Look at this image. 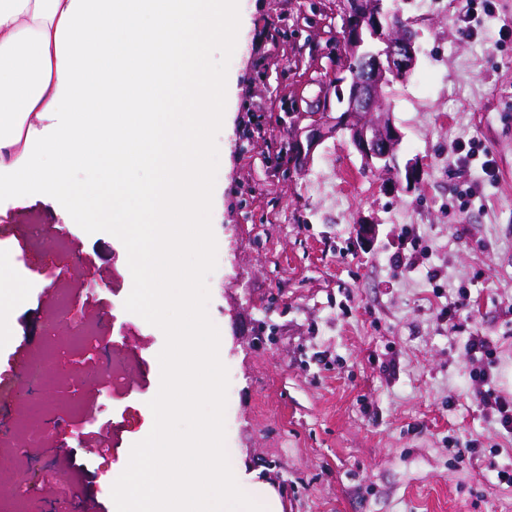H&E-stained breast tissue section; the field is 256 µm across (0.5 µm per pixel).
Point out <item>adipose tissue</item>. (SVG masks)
Masks as SVG:
<instances>
[{
  "label": "adipose tissue",
  "mask_w": 512,
  "mask_h": 512,
  "mask_svg": "<svg viewBox=\"0 0 512 512\" xmlns=\"http://www.w3.org/2000/svg\"><path fill=\"white\" fill-rule=\"evenodd\" d=\"M239 9L238 0H0V212L64 195L68 217L83 218L84 196L69 184L80 167L111 195L113 223L143 229L122 275L171 345L155 427L126 450L138 462L126 489L137 512H281L273 489L241 482L216 416L199 418L191 439L172 429L224 389L222 343L197 311L184 257L209 248L193 212L208 200L207 134L227 91L204 50L240 49ZM142 167L150 181L131 177Z\"/></svg>",
  "instance_id": "ef3b65f1"
}]
</instances>
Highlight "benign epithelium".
<instances>
[{"mask_svg":"<svg viewBox=\"0 0 512 512\" xmlns=\"http://www.w3.org/2000/svg\"><path fill=\"white\" fill-rule=\"evenodd\" d=\"M386 0H336L342 15L337 40L340 71L351 74L349 93L340 97L342 113L333 118L323 113L308 127L295 129L288 142V154L299 162L310 160L324 140L339 133L350 143L368 169L393 171L391 184L408 186L419 183L421 168L409 161L404 170L395 167V152L401 135L387 120H372L390 85V78H403L415 68L417 33L404 25L392 30V18L400 11L385 7Z\"/></svg>","mask_w":512,"mask_h":512,"instance_id":"1","label":"benign epithelium"}]
</instances>
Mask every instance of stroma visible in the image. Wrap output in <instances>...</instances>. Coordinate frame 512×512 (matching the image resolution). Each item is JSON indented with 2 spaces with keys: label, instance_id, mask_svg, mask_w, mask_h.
I'll return each mask as SVG.
<instances>
[{
  "label": "stroma",
  "instance_id": "35a3bbf8",
  "mask_svg": "<svg viewBox=\"0 0 512 512\" xmlns=\"http://www.w3.org/2000/svg\"><path fill=\"white\" fill-rule=\"evenodd\" d=\"M334 0H244L246 48L215 45L210 69L228 93L212 126L218 166L197 212L211 246L188 255L192 295L224 348L218 414L224 446L281 512H512V437L475 402L468 336L497 348L512 393V0H494L476 34L467 0H396L418 34L413 73L388 87L383 112L401 132L396 162L418 160L421 182L382 187L347 137L325 140L309 167L288 155L292 127L332 101ZM488 155L456 160L457 144ZM71 182L92 212L66 220L67 197L0 215V258L24 253L0 290L10 316L0 338V512H128L126 447L154 426L156 374L169 344L120 274L135 228L82 169ZM376 235L362 241L360 221ZM414 265L395 267L398 255ZM466 288L479 301L450 317ZM32 369H7L18 345ZM121 369L120 389L108 387ZM196 414L176 429L196 432ZM112 434L99 454L92 432ZM479 441L476 455L457 445Z\"/></svg>",
  "mask_w": 512,
  "mask_h": 512
}]
</instances>
